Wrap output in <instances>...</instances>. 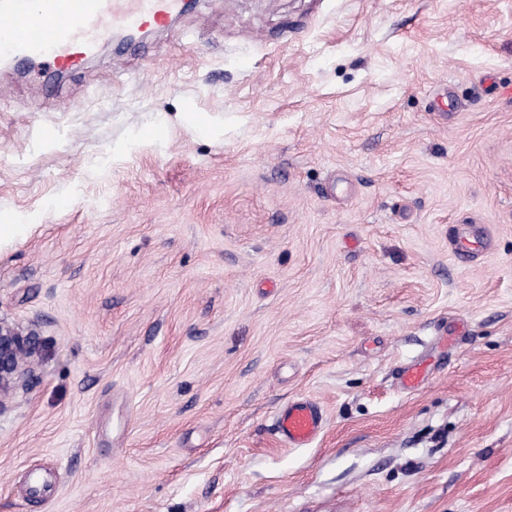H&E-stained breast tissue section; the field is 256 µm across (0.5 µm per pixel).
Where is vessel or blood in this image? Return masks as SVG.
<instances>
[{"mask_svg": "<svg viewBox=\"0 0 512 512\" xmlns=\"http://www.w3.org/2000/svg\"><path fill=\"white\" fill-rule=\"evenodd\" d=\"M183 0H0V59L8 63L42 62L48 74L77 69L97 43L112 29L164 27L182 7ZM487 244L483 231L466 227L453 239V253L466 262ZM429 375L427 362L403 367L398 375L402 390L419 389ZM326 427L322 407L300 397L281 406L275 428L281 441L303 448Z\"/></svg>", "mask_w": 512, "mask_h": 512, "instance_id": "1", "label": "vessel or blood"}]
</instances>
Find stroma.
<instances>
[{
	"mask_svg": "<svg viewBox=\"0 0 512 512\" xmlns=\"http://www.w3.org/2000/svg\"><path fill=\"white\" fill-rule=\"evenodd\" d=\"M144 46L0 65V321L39 342L0 512H512V0H193ZM487 245L483 231L468 226L459 231L453 239V253L461 262H467ZM428 375L427 362L411 363L399 371L397 375L398 385L402 390L412 392L423 385ZM325 427L324 410L317 402L306 397L288 401L275 415L276 431L281 441L290 448L310 445Z\"/></svg>",
	"mask_w": 512,
	"mask_h": 512,
	"instance_id": "stroma-1",
	"label": "stroma"
}]
</instances>
